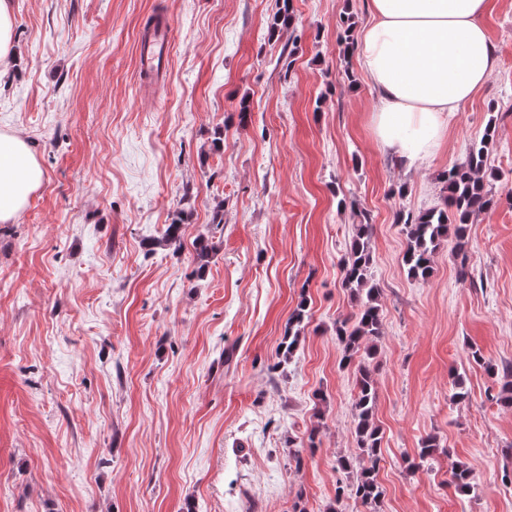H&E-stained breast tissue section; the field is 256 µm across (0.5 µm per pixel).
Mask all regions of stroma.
<instances>
[{"label": "stroma", "mask_w": 512, "mask_h": 512, "mask_svg": "<svg viewBox=\"0 0 512 512\" xmlns=\"http://www.w3.org/2000/svg\"><path fill=\"white\" fill-rule=\"evenodd\" d=\"M292 4L273 38L279 0H12L0 133L26 138L44 180L0 224V512H367L336 495L357 452L336 322L359 308L339 262L364 222L381 512H512V408L496 400L512 364V0L484 18L490 79L411 165L376 141L377 94L339 40L365 0ZM156 16L173 42L150 100L137 52ZM490 120L496 205L412 279L396 214L441 205L442 173ZM176 216L178 249L162 240ZM457 462L476 496L449 486ZM304 309L296 314L293 321L288 323V334L284 337L281 345L280 352L285 359L291 357L298 349L301 338V323L304 320Z\"/></svg>", "instance_id": "1"}]
</instances>
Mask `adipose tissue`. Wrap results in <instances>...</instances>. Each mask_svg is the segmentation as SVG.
Masks as SVG:
<instances>
[{"mask_svg": "<svg viewBox=\"0 0 512 512\" xmlns=\"http://www.w3.org/2000/svg\"><path fill=\"white\" fill-rule=\"evenodd\" d=\"M491 0H369L359 62L379 105V143L407 162L432 155L451 115L492 75L494 47L482 22ZM43 179L27 140L0 134V223L12 222Z\"/></svg>", "mask_w": 512, "mask_h": 512, "instance_id": "obj_1", "label": "adipose tissue"}]
</instances>
